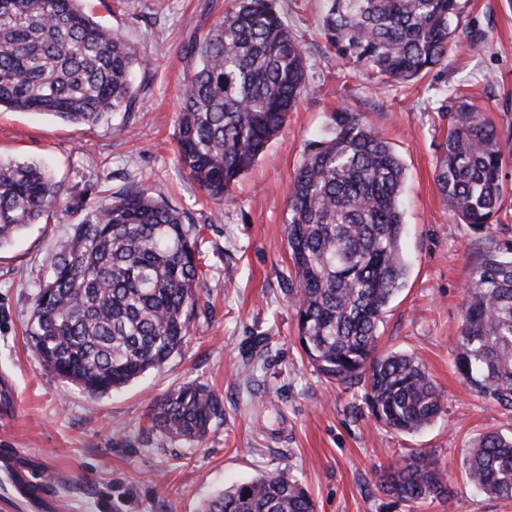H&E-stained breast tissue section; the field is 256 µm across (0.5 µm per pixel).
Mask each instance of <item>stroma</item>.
<instances>
[{
	"label": "stroma",
	"instance_id": "35a3bbf8",
	"mask_svg": "<svg viewBox=\"0 0 512 512\" xmlns=\"http://www.w3.org/2000/svg\"><path fill=\"white\" fill-rule=\"evenodd\" d=\"M152 68L137 70L136 102L94 124L0 111V159L36 161L62 188L50 222L33 224L0 249V380L21 406L0 420V448L38 458L64 512H200L233 483L289 469L316 512H512V501L474 492L464 459L480 434H512V410L479 396L455 360L472 273L489 250L512 242V163L504 202L484 231L448 209L435 167L457 95L497 124L512 150V0H461L463 41L475 51L408 85L342 66L319 32L324 0H278L306 53L309 93L224 205L187 179L177 158L179 98L195 68V41L233 0H83ZM361 113L394 146L405 167L402 251L408 271L379 325V350L417 355L437 385L440 415L405 435L373 420L359 386L331 384L297 343L288 290L296 284L286 227L293 178L310 142L336 110ZM138 184L161 191L199 229L209 268L185 352L163 370L92 397L49 379L27 347L36 284L46 277L74 224L101 198ZM201 382L223 402L203 441L172 442L147 430L169 389ZM426 452L454 492L451 503H397L379 470L413 450Z\"/></svg>",
	"mask_w": 512,
	"mask_h": 512
}]
</instances>
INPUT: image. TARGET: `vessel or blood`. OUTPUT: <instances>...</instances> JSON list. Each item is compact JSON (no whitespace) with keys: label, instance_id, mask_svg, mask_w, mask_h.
I'll use <instances>...</instances> for the list:
<instances>
[{"label":"vessel or blood","instance_id":"obj_1","mask_svg":"<svg viewBox=\"0 0 512 512\" xmlns=\"http://www.w3.org/2000/svg\"><path fill=\"white\" fill-rule=\"evenodd\" d=\"M0 507L5 512H61L62 503L33 459L0 450Z\"/></svg>","mask_w":512,"mask_h":512}]
</instances>
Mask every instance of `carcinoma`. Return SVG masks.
I'll return each mask as SVG.
<instances>
[{
    "mask_svg": "<svg viewBox=\"0 0 512 512\" xmlns=\"http://www.w3.org/2000/svg\"><path fill=\"white\" fill-rule=\"evenodd\" d=\"M324 39L342 64L399 83L417 81L467 49L459 0H326ZM198 63L180 95L178 161L216 204L283 130L308 94L302 44L275 0H236L196 44ZM81 0H0V109L44 112L73 124L129 109L132 73L146 69ZM495 122L468 97L450 115L436 184L453 214L481 230L503 204L506 157ZM405 168L390 142L356 112L334 113L311 143L289 194L287 241L297 342L330 382L361 384L372 416L401 434L429 425L441 395L408 352L377 353L378 329L407 272L399 199ZM62 192L35 163L0 160V248L50 219ZM184 212L153 189L103 197L74 225L35 296L26 335L50 375L91 396L133 382L187 348L203 255ZM457 364L479 395L512 408V246L489 251L469 284ZM223 413L201 383L168 390L150 429L200 441ZM470 486L512 500V435L486 433L464 460ZM398 502H449L435 460L422 451L377 475ZM202 512H315L302 482L283 469L224 488Z\"/></svg>",
    "mask_w": 512,
    "mask_h": 512,
    "instance_id": "cac0c4a2",
    "label": "carcinoma"
}]
</instances>
